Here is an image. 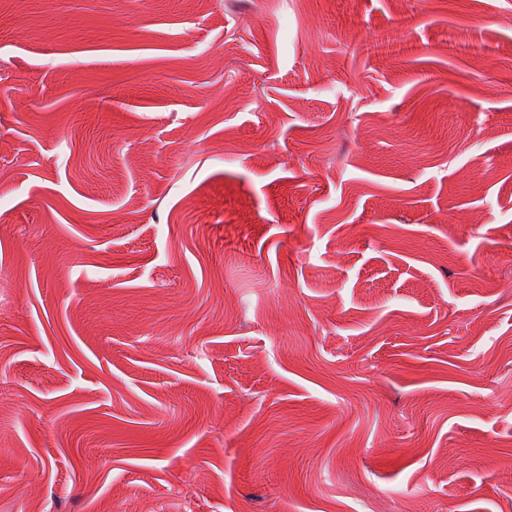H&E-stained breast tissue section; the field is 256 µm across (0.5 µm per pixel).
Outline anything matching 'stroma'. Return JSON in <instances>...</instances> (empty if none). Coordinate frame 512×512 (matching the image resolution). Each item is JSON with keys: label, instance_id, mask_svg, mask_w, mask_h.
<instances>
[{"label": "stroma", "instance_id": "stroma-1", "mask_svg": "<svg viewBox=\"0 0 512 512\" xmlns=\"http://www.w3.org/2000/svg\"><path fill=\"white\" fill-rule=\"evenodd\" d=\"M0 512H512V0H0Z\"/></svg>", "mask_w": 512, "mask_h": 512}]
</instances>
